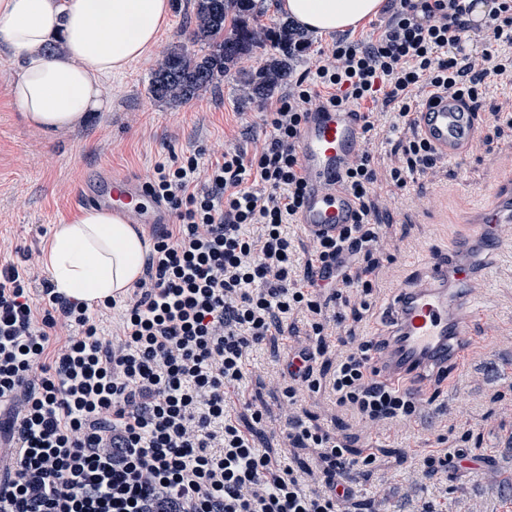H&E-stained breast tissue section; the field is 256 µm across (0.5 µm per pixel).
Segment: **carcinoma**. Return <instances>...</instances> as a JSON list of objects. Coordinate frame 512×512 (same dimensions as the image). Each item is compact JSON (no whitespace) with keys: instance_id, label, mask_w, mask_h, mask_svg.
<instances>
[{"instance_id":"obj_1","label":"carcinoma","mask_w":512,"mask_h":512,"mask_svg":"<svg viewBox=\"0 0 512 512\" xmlns=\"http://www.w3.org/2000/svg\"><path fill=\"white\" fill-rule=\"evenodd\" d=\"M192 13L193 41L207 50L199 55L180 44L170 48L149 84L148 93L158 102L171 105L192 100L216 86L239 58L268 40L266 27L250 24V19L257 18V0H193ZM297 35L290 21L279 22L273 52L243 82L249 98L267 99L287 83L297 60L290 43Z\"/></svg>"}]
</instances>
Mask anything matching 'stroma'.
Segmentation results:
<instances>
[{"instance_id": "stroma-1", "label": "stroma", "mask_w": 512, "mask_h": 512, "mask_svg": "<svg viewBox=\"0 0 512 512\" xmlns=\"http://www.w3.org/2000/svg\"><path fill=\"white\" fill-rule=\"evenodd\" d=\"M191 11L189 0H173L157 45L105 81L109 109L52 136L24 123L9 95L14 62L0 53V260L17 263L23 254L44 252L53 225L82 211L81 189L102 175L145 182L155 164L172 155L195 152L205 164L223 151L250 154L264 145L265 114L272 103L244 99L239 91L242 73L260 67L264 50L243 56L217 87L181 105L149 95L151 75L171 45L196 50ZM378 22L373 16L354 29L309 34L312 53L299 58L295 74L313 68L316 51L340 38L369 40ZM506 98L503 88L493 86L475 105L482 136L462 162L439 161L403 188L378 184L383 242L369 275L373 290L365 303L353 301L342 309L356 338L381 335L386 328L382 304L405 282L419 250L454 243L457 215L492 185L504 158L512 156V130L496 129L489 118L506 107ZM431 196L436 210L420 211L417 199ZM482 276L487 307L473 325L477 340L464 362L449 364L442 382L423 396L416 418L368 426L338 406L329 387L301 397L299 413L307 423L344 440L353 458L376 456L374 465L356 471L347 512H418L426 503L436 512H512V257L493 256ZM308 341L305 335H275L254 353L244 392L263 408L264 417L254 424L246 410L242 422L254 427L259 446L274 448L294 468L314 471L322 464V451L289 443L285 383L279 378L288 347ZM463 446L472 461L434 473L418 470L421 453Z\"/></svg>"}]
</instances>
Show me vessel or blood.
I'll list each match as a JSON object with an SVG mask.
<instances>
[{"instance_id":"b4317fda","label":"vessel or blood","mask_w":512,"mask_h":512,"mask_svg":"<svg viewBox=\"0 0 512 512\" xmlns=\"http://www.w3.org/2000/svg\"><path fill=\"white\" fill-rule=\"evenodd\" d=\"M421 137L435 153L460 160L480 141L477 113L459 97L434 100L415 115ZM368 133L361 113L331 109L309 113L297 142L305 194L296 222L311 237H333L355 223L356 197L342 176L362 154ZM81 199L119 214L130 224L164 223L161 207L144 184L116 176L83 188ZM466 232L453 249H428L424 275L397 288L386 311L390 345L373 353L376 379L417 395L430 390V372L462 361L469 326L485 310L484 281L475 267L481 252H512V157L501 165L495 184L480 197L477 211L463 213Z\"/></svg>"}]
</instances>
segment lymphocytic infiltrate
<instances>
[{"label":"lymphocytic infiltrate","mask_w":512,"mask_h":512,"mask_svg":"<svg viewBox=\"0 0 512 512\" xmlns=\"http://www.w3.org/2000/svg\"><path fill=\"white\" fill-rule=\"evenodd\" d=\"M490 77L512 85V0H399L373 41L337 40L296 79L253 157L157 164L147 189L175 227L154 235L115 338L102 337L84 302L56 293L39 259L1 265L0 433L10 453L0 512H339L357 466L375 457L354 460L295 412L299 391L320 387L321 347L289 350L280 373L288 438L322 449L319 480L257 446L226 397L272 333L333 335L345 319L330 304L371 290L359 261L380 243L374 159L362 152L344 178L360 201L356 224L298 259L288 237L305 188L298 131L315 110L393 107L408 136L389 177L403 188L438 161L412 120L419 89L473 102ZM61 332L67 341L51 348ZM385 343L342 346L329 380L337 403L372 424L418 410L368 371Z\"/></svg>","instance_id":"lymphocytic-infiltrate-1"}]
</instances>
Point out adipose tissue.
I'll return each mask as SVG.
<instances>
[{
    "label": "adipose tissue",
    "mask_w": 512,
    "mask_h": 512,
    "mask_svg": "<svg viewBox=\"0 0 512 512\" xmlns=\"http://www.w3.org/2000/svg\"><path fill=\"white\" fill-rule=\"evenodd\" d=\"M382 0H281L299 27L326 33L374 16ZM171 0H0V51L17 62L9 83L25 123L52 135L107 109L102 82L153 48ZM149 241L98 208L54 225L45 265L57 292L97 306L140 277Z\"/></svg>",
    "instance_id": "adipose-tissue-1"
}]
</instances>
